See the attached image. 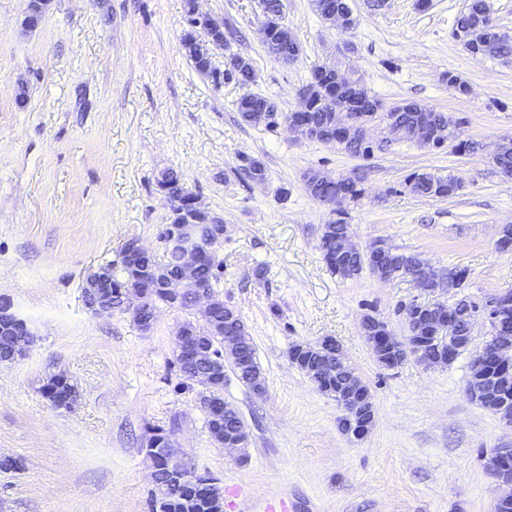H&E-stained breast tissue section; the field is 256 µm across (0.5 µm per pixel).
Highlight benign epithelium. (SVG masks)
<instances>
[{"mask_svg":"<svg viewBox=\"0 0 512 512\" xmlns=\"http://www.w3.org/2000/svg\"><path fill=\"white\" fill-rule=\"evenodd\" d=\"M328 103L331 121L338 134L348 139H369L368 131L373 119L370 112H357L344 100H336L330 96ZM283 123L300 137L316 140L322 143L336 141V138L321 136L318 131L298 119L283 120ZM171 221L166 232L165 242L172 250L181 255V271L177 281V292L192 299V304L205 305L204 319H211L216 313L217 304L210 290L201 283L200 271L206 257L213 255L224 238L211 236L209 215L201 214V205L197 197H192V213L186 214L177 208L173 199H168ZM150 254L140 240L129 239L122 251V257L130 265H137L140 259ZM411 278L420 290L433 292L437 289V275L424 265L411 273ZM112 279V266L106 265L89 274L83 285V297L86 305L98 316L109 315L112 308L103 300L97 289ZM122 308L139 322L143 330L151 329L157 318L158 308L148 300L147 292L139 287L121 290ZM512 299V291L506 289L486 302L485 305H463L457 301L449 306L433 299L423 301L413 300L405 308L410 336L400 340L393 336L388 328L382 326L384 320L372 315H366L361 321V333L372 347L377 361L381 363H398L408 356L427 365H445L451 363L456 355L469 349L472 331L478 316H483L490 325L492 347L488 351L481 349L473 352L470 364V377L466 387L469 399L497 413L505 424L512 426V408L509 400L500 392L499 381L512 377V332L508 331L501 322V309ZM467 321V335L456 334V323L459 317ZM0 319L13 323L23 336H31L28 324L18 317L10 302L0 300ZM452 339L448 345V355H443L444 339ZM177 341L183 359L196 361L202 354L200 341L194 332L180 327ZM336 402L342 409L338 419L340 430L355 438H362L369 433L375 423L376 411L373 397L366 390L365 382L355 373L350 372L349 387L344 393L336 394ZM163 455L168 462L169 477L179 485L195 481V477L186 472L187 466L175 462L176 448L172 440H167ZM488 466L495 472L501 494L497 499L495 512H512V448H495L487 461Z\"/></svg>","mask_w":512,"mask_h":512,"instance_id":"obj_1","label":"benign epithelium"}]
</instances>
